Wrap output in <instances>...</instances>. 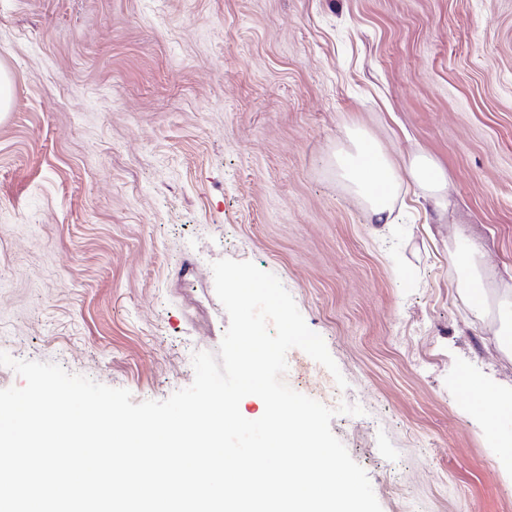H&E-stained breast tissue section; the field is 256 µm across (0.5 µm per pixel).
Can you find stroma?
I'll list each match as a JSON object with an SVG mask.
<instances>
[{
	"label": "stroma",
	"instance_id": "1",
	"mask_svg": "<svg viewBox=\"0 0 512 512\" xmlns=\"http://www.w3.org/2000/svg\"><path fill=\"white\" fill-rule=\"evenodd\" d=\"M0 351L133 403L194 380L228 327L211 269L274 273L347 382L327 407L382 512H512L506 444L472 407L512 396L491 316L451 255L512 272V0H0ZM351 129L448 177L370 223L340 178ZM478 249L473 246L470 257L465 266H463L457 276L458 288H461L467 303L480 312L488 311V301L485 289L481 282V277L475 255Z\"/></svg>",
	"mask_w": 512,
	"mask_h": 512
}]
</instances>
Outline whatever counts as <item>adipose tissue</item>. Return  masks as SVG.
<instances>
[{
    "instance_id": "1",
    "label": "adipose tissue",
    "mask_w": 512,
    "mask_h": 512,
    "mask_svg": "<svg viewBox=\"0 0 512 512\" xmlns=\"http://www.w3.org/2000/svg\"><path fill=\"white\" fill-rule=\"evenodd\" d=\"M347 141V147L336 157V165L349 187L365 202L372 221L389 223L394 202L406 181L416 185L434 209L447 208L448 179L430 157L416 154L398 165L364 132H348ZM457 283L470 306L492 312L496 347L512 360V346L504 342L505 336L512 334V284H505L498 290L495 302H488L478 265L472 260L459 270Z\"/></svg>"
}]
</instances>
